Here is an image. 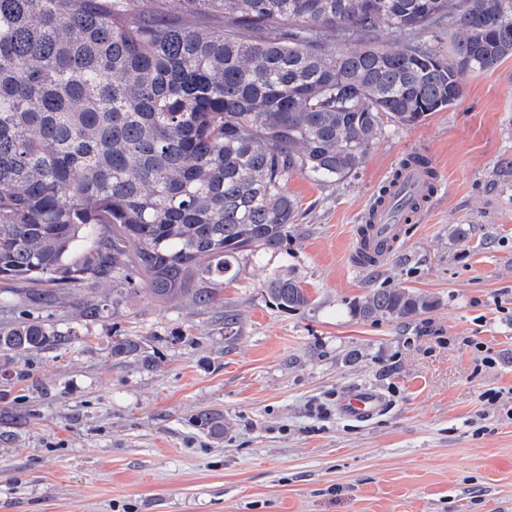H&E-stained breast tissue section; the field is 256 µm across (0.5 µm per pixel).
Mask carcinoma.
I'll return each mask as SVG.
<instances>
[{
    "instance_id": "obj_1",
    "label": "carcinoma",
    "mask_w": 512,
    "mask_h": 512,
    "mask_svg": "<svg viewBox=\"0 0 512 512\" xmlns=\"http://www.w3.org/2000/svg\"><path fill=\"white\" fill-rule=\"evenodd\" d=\"M137 2L0 0L1 279L135 273L161 303H214V285L292 236L288 177L348 175L382 117L416 125L512 55V0ZM213 13L224 26H207ZM446 25L463 33L451 62L417 40ZM386 30L409 40L326 49ZM266 293L283 310L314 305L290 275ZM436 306L371 288L348 309L403 322ZM48 336L22 321L0 348Z\"/></svg>"
}]
</instances>
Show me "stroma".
Wrapping results in <instances>:
<instances>
[{
    "label": "stroma",
    "mask_w": 512,
    "mask_h": 512,
    "mask_svg": "<svg viewBox=\"0 0 512 512\" xmlns=\"http://www.w3.org/2000/svg\"><path fill=\"white\" fill-rule=\"evenodd\" d=\"M464 82L418 125L383 121L351 174L292 175L293 235L221 302L160 303L109 276L25 296L0 279V328L51 333L0 349V512H512V57ZM415 151L437 195L384 265L355 267V226ZM275 272L312 306L276 308ZM397 287L438 305L406 323L351 316L368 289ZM363 387L386 410L343 417ZM51 336L38 321H22L10 328H0V348L23 351L43 346Z\"/></svg>",
    "instance_id": "stroma-1"
}]
</instances>
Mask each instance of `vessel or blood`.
Returning a JSON list of instances; mask_svg holds the SVG:
<instances>
[{"label":"vessel or blood","instance_id":"b4317fda","mask_svg":"<svg viewBox=\"0 0 512 512\" xmlns=\"http://www.w3.org/2000/svg\"><path fill=\"white\" fill-rule=\"evenodd\" d=\"M397 194L417 200L428 192L427 178L422 169L405 168L395 187ZM414 212L394 213L391 204L373 207L367 223L354 229L353 259L358 268L369 269L380 266L401 244L408 222L413 221ZM382 405L381 395L371 389H356L340 404L344 417L364 419L373 415Z\"/></svg>","mask_w":512,"mask_h":512}]
</instances>
